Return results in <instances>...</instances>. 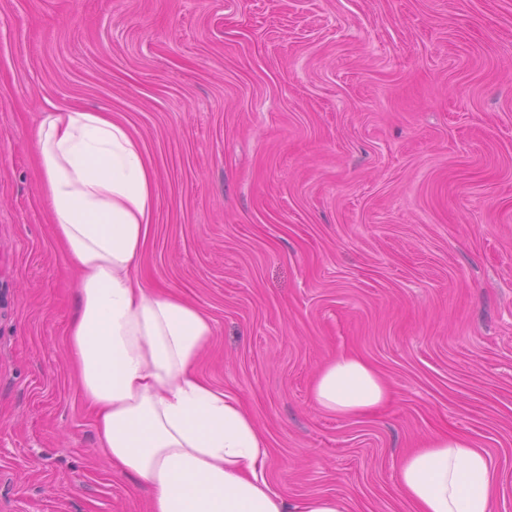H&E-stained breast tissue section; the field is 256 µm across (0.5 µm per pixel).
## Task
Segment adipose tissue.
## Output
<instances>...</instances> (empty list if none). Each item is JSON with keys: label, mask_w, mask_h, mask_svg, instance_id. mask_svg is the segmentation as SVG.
I'll use <instances>...</instances> for the list:
<instances>
[{"label": "adipose tissue", "mask_w": 512, "mask_h": 512, "mask_svg": "<svg viewBox=\"0 0 512 512\" xmlns=\"http://www.w3.org/2000/svg\"><path fill=\"white\" fill-rule=\"evenodd\" d=\"M55 234L80 270L68 346L96 415L101 451L152 493V512H350L345 498L291 500L267 477L269 441L238 397L201 378L210 317L135 275L155 230V172L129 126L106 112L48 107L33 135ZM391 397L379 372L343 353L313 378L311 401L340 417ZM396 483L415 512H495L490 454L431 436Z\"/></svg>", "instance_id": "obj_1"}]
</instances>
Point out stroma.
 I'll list each match as a JSON object with an SVG mask.
<instances>
[{
  "instance_id": "35a3bbf8",
  "label": "stroma",
  "mask_w": 512,
  "mask_h": 512,
  "mask_svg": "<svg viewBox=\"0 0 512 512\" xmlns=\"http://www.w3.org/2000/svg\"><path fill=\"white\" fill-rule=\"evenodd\" d=\"M108 112L156 174L138 274L208 314L286 497L414 512L439 431L512 512V0H0V512H150L99 449L67 343L79 271L40 193L48 104ZM341 351L392 389L313 407Z\"/></svg>"
}]
</instances>
